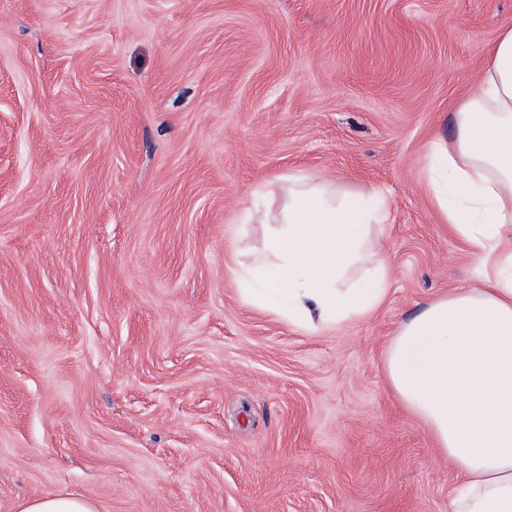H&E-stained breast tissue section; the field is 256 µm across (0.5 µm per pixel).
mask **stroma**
Returning a JSON list of instances; mask_svg holds the SVG:
<instances>
[{"label": "stroma", "mask_w": 512, "mask_h": 512, "mask_svg": "<svg viewBox=\"0 0 512 512\" xmlns=\"http://www.w3.org/2000/svg\"><path fill=\"white\" fill-rule=\"evenodd\" d=\"M512 0H0V512H450L391 394L476 261L432 194ZM374 193L389 290L319 334L243 304L257 191ZM20 512H98L95 504L80 496L45 495L22 505Z\"/></svg>", "instance_id": "stroma-1"}]
</instances>
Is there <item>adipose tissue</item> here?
Wrapping results in <instances>:
<instances>
[{
  "mask_svg": "<svg viewBox=\"0 0 512 512\" xmlns=\"http://www.w3.org/2000/svg\"><path fill=\"white\" fill-rule=\"evenodd\" d=\"M446 147H432L435 199L479 263L480 285L456 288L404 319L384 357L388 385L462 473L452 512H512V25L491 45L479 87L458 107ZM265 225V260L239 268L240 300L318 334L372 315L387 294L385 259L368 251L381 201L337 197L306 173L289 177ZM366 268L355 285L354 266Z\"/></svg>",
  "mask_w": 512,
  "mask_h": 512,
  "instance_id": "ef3b65f1",
  "label": "adipose tissue"
}]
</instances>
